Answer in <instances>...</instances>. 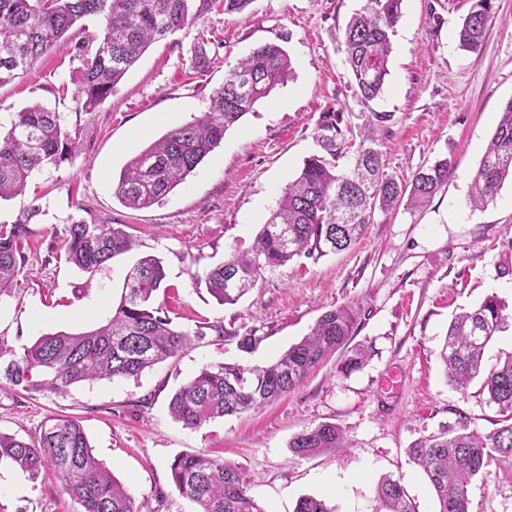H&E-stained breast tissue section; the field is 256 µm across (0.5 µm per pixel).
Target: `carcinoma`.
Wrapping results in <instances>:
<instances>
[{
  "label": "carcinoma",
  "mask_w": 512,
  "mask_h": 512,
  "mask_svg": "<svg viewBox=\"0 0 512 512\" xmlns=\"http://www.w3.org/2000/svg\"><path fill=\"white\" fill-rule=\"evenodd\" d=\"M403 0H365L346 24L343 40L355 94L364 101L384 93L392 36ZM95 18L102 34L83 24ZM493 18V0H475L459 25L460 46L479 54ZM194 19L190 0H0V85L30 69L49 49L75 43L79 51L77 111L93 112L158 39ZM293 74L291 59L278 43L255 48L224 75L208 112L167 131L134 155L113 184L126 207L146 209L171 193L223 140L254 105ZM340 112H323L317 125L322 155L307 158L298 176L284 188L277 208L251 249L235 250L206 272L205 288L221 304H236L265 272L296 258L317 259L348 249L370 223L373 211L427 205L448 182L446 157L419 168L408 184L388 174L374 139L362 138L353 168L339 170L336 158L345 142ZM68 135L59 113L35 104L16 113L0 131V200L23 193L33 173L67 159ZM512 181V99L481 158L469 201L482 207ZM40 207L31 206L12 225H0V295L9 291L24 264L20 243ZM135 241L122 224H87L68 228L66 259L93 274ZM166 279L160 259L143 257L127 272L112 317L80 332L38 337L23 355L0 345V378L23 390L58 392L97 379H136L155 364L178 356L192 343L190 334L151 307ZM508 305L492 294L478 306L453 317L441 358L448 382L461 392L482 378L481 390L498 408V427L482 435L462 425L443 428L416 440L411 460L422 468L437 497L438 512H470L469 487L490 458L512 468V352L488 367V343L512 327ZM366 310L343 304L324 312L310 333L264 366L226 364L201 370L169 401V413L184 427L259 408L299 387L307 375L344 348L359 329ZM365 348L350 351L338 371L350 373L369 359ZM347 447L340 427L324 423L296 435L289 443L298 457ZM8 459L33 480L51 470L80 512H137L128 488L94 457L84 428L75 419L57 418L29 440L0 434V460ZM180 494L201 512H265L251 495V482L235 464L206 453L182 454L170 464ZM376 493L385 512H415L399 481L383 477ZM294 512H334L323 500L300 498Z\"/></svg>",
  "instance_id": "1"
}]
</instances>
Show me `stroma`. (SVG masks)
<instances>
[{
  "instance_id": "1",
  "label": "stroma",
  "mask_w": 512,
  "mask_h": 512,
  "mask_svg": "<svg viewBox=\"0 0 512 512\" xmlns=\"http://www.w3.org/2000/svg\"><path fill=\"white\" fill-rule=\"evenodd\" d=\"M365 0H251L238 13L224 0H193L200 16L153 43L112 97L95 111L76 109L74 46L53 49L25 74L0 87V125L41 103L63 118L71 137L67 160L28 182L24 195L0 201V224L31 205L41 212L23 243L24 266L0 295V343L16 354L42 334L80 332L111 317L135 261L152 255L166 270L152 305L174 326L203 337L139 379L75 384L62 393L25 391L0 382V434L29 438L55 416L80 421L97 459L128 485L138 512H198L172 482L169 464L207 452L242 468L265 512H293L303 496L326 499L336 512H384L375 488L400 479L416 512H436L434 491L407 454L443 427L489 433L497 412L479 383L459 392L439 357L448 323L460 309L494 294L512 304V184L484 207L468 203L474 177L504 104L512 99V0H494V19L479 54L455 32L473 0H403L392 38L386 89L365 102L351 87L341 45L351 15ZM287 35L293 76L258 101L221 144L166 198L133 210L113 194L125 163L173 127L209 108L224 75L256 47ZM210 62L190 66L198 42ZM342 112L346 146L339 167L353 166L371 113L389 123L373 138L385 170L409 181L445 155L447 184L423 209H375L350 249L302 258L266 272L237 304L207 291L206 272L231 251L251 247L282 189L320 148L322 112ZM124 224L137 245L95 275L65 258L70 224ZM357 303L368 312L351 346L371 351L350 374L328 359L294 391L259 409L187 429L168 403L199 370L227 363L262 365L305 336L325 311ZM226 337H218V330ZM255 336L242 352L236 335ZM399 384L384 388L387 372ZM322 423L339 425L347 449L308 458L288 444ZM471 512H512V478L489 462L470 487ZM0 504L8 512H78L53 474L30 479L0 462Z\"/></svg>"
}]
</instances>
